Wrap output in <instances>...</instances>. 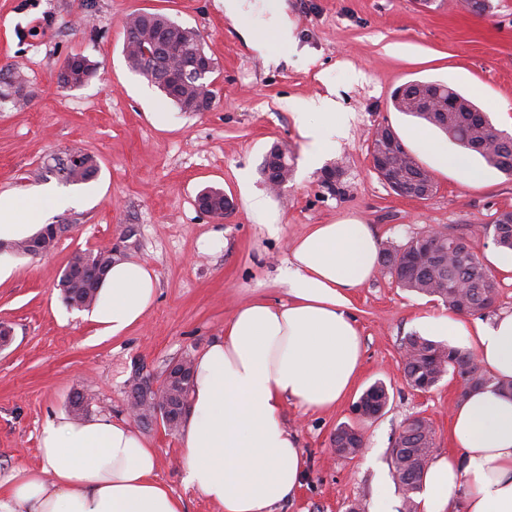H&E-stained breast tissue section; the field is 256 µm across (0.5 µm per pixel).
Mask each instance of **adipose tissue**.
Instances as JSON below:
<instances>
[{"label": "adipose tissue", "mask_w": 512, "mask_h": 512, "mask_svg": "<svg viewBox=\"0 0 512 512\" xmlns=\"http://www.w3.org/2000/svg\"><path fill=\"white\" fill-rule=\"evenodd\" d=\"M293 116L311 157L326 130L345 124L330 97L298 99ZM320 124H312L310 114ZM49 200L0 195V241L41 234ZM379 243L367 225L317 224L298 238L284 277L288 299L257 298L237 308L224 335L194 362L183 424V481L222 512H279L306 473V458L282 421L284 403L336 406L351 390L361 342L350 295L375 273ZM157 280L141 263L113 264L91 319L105 336L141 322ZM479 361L512 378V314L474 321ZM454 449L429 465L419 512H512V395L494 387L471 393L451 411ZM40 468L19 467L0 491V512H184L183 500L154 477L156 450L125 421L48 420Z\"/></svg>", "instance_id": "ef3b65f1"}]
</instances>
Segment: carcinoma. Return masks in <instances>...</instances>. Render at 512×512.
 <instances>
[{"instance_id":"carcinoma-1","label":"carcinoma","mask_w":512,"mask_h":512,"mask_svg":"<svg viewBox=\"0 0 512 512\" xmlns=\"http://www.w3.org/2000/svg\"><path fill=\"white\" fill-rule=\"evenodd\" d=\"M182 30L184 45L193 49L199 35L169 17L159 13H138L126 22V29L139 34L157 30ZM129 68L157 87L182 112H198L201 103L211 108L217 91L208 88L206 81L189 84L177 95L162 86L147 64L144 55L134 48L125 54ZM71 74L59 78L69 88H77L95 76L97 65L82 55L74 56ZM9 87L0 98H11L15 106L28 103L24 92L25 81L18 75L5 81ZM395 111L417 118L443 133L460 148L478 154L487 166L501 173L512 175V135L498 129L487 113L481 111L470 99L448 85L437 82H412L404 93L393 96ZM99 166L93 156H83V166L69 168L64 176L68 184H85L92 181ZM491 234L496 247L512 250V211H502L491 224L483 226ZM380 264L396 278L400 287L429 297H435L449 311L485 316L494 305L498 293V281L493 272L472 251L464 237L447 234L439 241L425 233L411 237L402 245L390 244L379 252ZM66 267L73 270L107 267L112 268V250L96 252L76 251ZM57 287L67 306L91 308L97 303V293L85 283L59 279ZM413 347L411 357L403 363L402 372L406 383L414 389L428 391L445 376L461 379L458 401H464L475 389L492 385L498 390L512 392V379L487 376L480 371L471 354L417 335L406 338ZM385 386L374 384L361 395V400L373 409L381 406ZM335 443L344 455L356 454L362 446V436L357 430L342 427V434L335 436ZM436 451L431 426L422 418L404 428L391 448L393 475L402 487L414 490L403 498V512L417 507L416 494L423 489L428 459Z\"/></svg>"}]
</instances>
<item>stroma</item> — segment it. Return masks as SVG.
<instances>
[{
	"label": "stroma",
	"mask_w": 512,
	"mask_h": 512,
	"mask_svg": "<svg viewBox=\"0 0 512 512\" xmlns=\"http://www.w3.org/2000/svg\"><path fill=\"white\" fill-rule=\"evenodd\" d=\"M285 2L296 46L266 41L280 63L265 66L243 29L263 26ZM486 12L466 0H264L232 21L224 0H0V69L20 66L30 94L21 108L0 104V194L48 193L60 205L43 221L69 225L44 257L16 255L0 279V324L11 328L0 349V482L20 466L40 463L47 419L68 412L74 392L89 418L128 420L131 381L160 376L182 355L197 356L224 334V323L253 299L286 301L283 281L292 244L316 224H364L379 242L402 244L432 228L464 234L481 261L494 249L477 226L512 210V178L462 152L437 128L392 107L391 95L411 81H440L470 97L499 129L512 133V0H488ZM162 13L193 28L215 63L217 99L206 112H180L128 67L125 25L131 14ZM97 63L84 86L64 88L58 75L73 55ZM328 96L348 115L328 130V149L310 161L289 104ZM389 124L433 175L426 200L394 194L371 165L376 127ZM287 149L292 177L269 192L262 174L267 151ZM95 157L99 172L86 184L63 183L56 162L72 147ZM464 157L442 166L439 154ZM339 172L335 189L325 169ZM223 188L235 210L218 222L195 206L197 193ZM265 194V219L249 209L244 190ZM112 249L120 260L147 266L156 298L140 324L104 338L84 311L67 306L56 287L74 252ZM441 302L400 288L387 270L352 297L350 313L362 343L359 377L328 411L285 403L282 418L307 458V475L283 512H345L348 502L373 505L379 487L395 500L390 450L402 423L425 416L438 454L451 450L448 428L458 383L442 379L412 390L400 370L402 341L423 332ZM390 393L384 414L353 411L374 383ZM364 436L354 458L331 451L339 425ZM133 427L157 450L155 476L184 501V512H221L183 483L180 431L162 424Z\"/></svg>",
	"instance_id": "1"
}]
</instances>
